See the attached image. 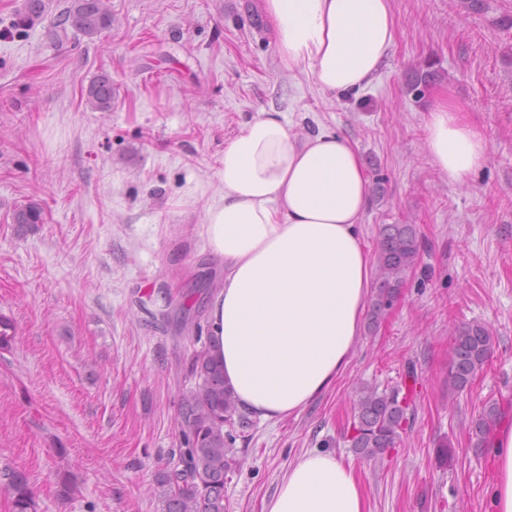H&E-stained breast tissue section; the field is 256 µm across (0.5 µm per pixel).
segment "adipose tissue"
I'll list each match as a JSON object with an SVG mask.
<instances>
[{
	"label": "adipose tissue",
	"mask_w": 512,
	"mask_h": 512,
	"mask_svg": "<svg viewBox=\"0 0 512 512\" xmlns=\"http://www.w3.org/2000/svg\"><path fill=\"white\" fill-rule=\"evenodd\" d=\"M281 57L327 92L360 90L391 49V0H261ZM432 164L465 180L488 142L448 98L425 125ZM369 177L351 141L321 129L301 137L280 113L249 121L224 147L220 189L205 212L224 280L208 308L224 379L259 419L297 416L346 369L370 291L371 253L359 232ZM488 512H512V427L492 443ZM262 512H367L353 467L304 453Z\"/></svg>",
	"instance_id": "obj_1"
}]
</instances>
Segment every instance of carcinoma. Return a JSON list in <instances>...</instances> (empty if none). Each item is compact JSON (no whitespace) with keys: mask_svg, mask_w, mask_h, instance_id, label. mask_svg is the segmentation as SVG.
Instances as JSON below:
<instances>
[{"mask_svg":"<svg viewBox=\"0 0 512 512\" xmlns=\"http://www.w3.org/2000/svg\"><path fill=\"white\" fill-rule=\"evenodd\" d=\"M112 24L104 0H70L51 36L60 42L68 33L92 37ZM87 103L99 112L112 111V78L98 75L87 89ZM16 224L43 223L42 211L30 205L14 215ZM421 243L414 224H384L375 253V286L369 302L368 328L386 320L401 295L407 275L419 264ZM16 338L11 319L0 316V348ZM493 347L489 329L479 323L458 327L453 336L448 382L452 389L469 388L488 365ZM195 384L183 393L179 409L180 447L177 463L161 475L163 512H224V475L237 464L231 446L247 438L249 413L243 410L224 382V369L209 349L192 356L188 367ZM411 405L400 389L378 391L364 385L353 402L351 448L364 459H376L395 447L407 426ZM499 410L491 404L472 423L476 446L487 442ZM0 490L13 512H35V499L27 476L18 470H0Z\"/></svg>","mask_w":512,"mask_h":512,"instance_id":"cac0c4a2","label":"carcinoma"}]
</instances>
